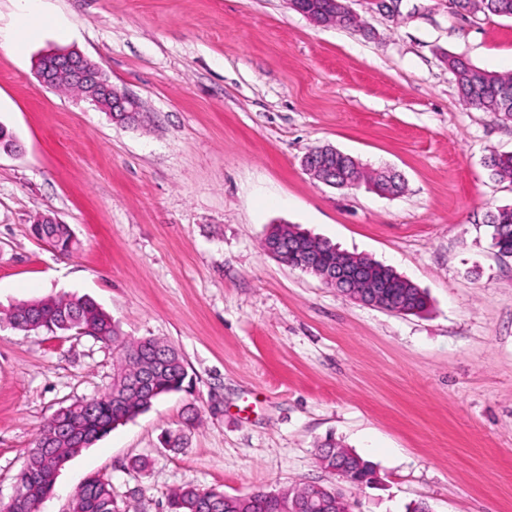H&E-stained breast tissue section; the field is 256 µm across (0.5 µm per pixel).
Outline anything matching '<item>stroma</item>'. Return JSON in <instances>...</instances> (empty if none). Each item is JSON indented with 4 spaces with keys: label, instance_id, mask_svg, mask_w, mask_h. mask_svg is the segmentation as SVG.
<instances>
[{
    "label": "stroma",
    "instance_id": "35a3bbf8",
    "mask_svg": "<svg viewBox=\"0 0 512 512\" xmlns=\"http://www.w3.org/2000/svg\"><path fill=\"white\" fill-rule=\"evenodd\" d=\"M360 25H317L289 0H46L55 25L0 47V312L89 295L131 339L181 349L191 391L85 448L42 512L91 475L133 512L181 487L243 495L331 486L330 441L372 461L353 512H512V257L488 215L512 204L491 156L512 121L466 106L449 56L512 72V18L453 0H350ZM75 49L142 106L123 127L39 86ZM330 145L402 175L399 195L337 189L301 165ZM69 224L59 254L35 216ZM273 224L393 267L426 291L403 315L343 297L268 254ZM112 345L0 323V506L38 428L112 386ZM183 432L177 451L169 434Z\"/></svg>",
    "mask_w": 512,
    "mask_h": 512
}]
</instances>
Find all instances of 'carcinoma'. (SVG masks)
I'll return each mask as SVG.
<instances>
[{
    "mask_svg": "<svg viewBox=\"0 0 512 512\" xmlns=\"http://www.w3.org/2000/svg\"><path fill=\"white\" fill-rule=\"evenodd\" d=\"M306 11L322 19V23L339 26H355L358 20L333 11L330 0H301ZM478 7L500 16L512 14V0H478ZM448 68L455 78L459 95L471 107L491 112L495 116L512 120V73H496L479 68L468 61L450 56ZM309 163L321 166L334 174L336 183L347 179L362 180L377 191L399 193L402 183L383 172H369L359 162L342 155L325 156L315 154L308 158ZM492 174L512 180V154L498 155L490 160ZM492 228V241L498 253L512 254V205L501 206L488 215ZM31 232H43L59 239L60 254L68 256L75 250L69 246L66 226L43 224L41 218L30 226ZM398 291L405 293L401 300L403 308L418 312L428 309L426 292L411 285L409 281L397 284ZM79 318L81 326L87 328L86 335L110 344L116 350V367L109 392L88 400L92 410L87 411L82 401L70 404L68 425L73 436L67 442L55 444L54 452L60 457H68L77 451L83 436L99 438V429L112 422L118 426L148 410L159 397L180 391L188 378L185 359L173 344L159 342L153 338L128 341L119 331L115 321L98 312L93 301L78 295H63L47 301L36 300L18 303L6 313V321L14 330L33 324L31 330H45L50 333L61 330L60 323ZM160 350L165 355L164 366L156 382L157 392L127 394L120 388L119 380L125 373L133 371L140 356H147ZM50 469L43 456L27 454L26 465L17 475V482L24 490L39 494L54 485L48 480ZM322 490L311 484H302L283 490L256 491L216 499L214 491L200 490L186 486L171 494L168 499V512H288V503L293 498L302 501L317 497ZM72 512H128L112 492V483L106 479L97 480L76 493Z\"/></svg>",
    "mask_w": 512,
    "mask_h": 512,
    "instance_id": "carcinoma-1",
    "label": "carcinoma"
}]
</instances>
